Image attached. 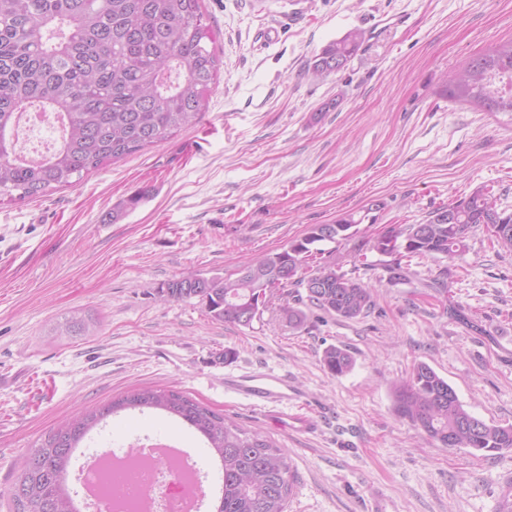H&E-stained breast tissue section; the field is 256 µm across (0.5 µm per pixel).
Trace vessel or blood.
I'll list each match as a JSON object with an SVG mask.
<instances>
[{"label":"vessel or blood","instance_id":"1","mask_svg":"<svg viewBox=\"0 0 512 512\" xmlns=\"http://www.w3.org/2000/svg\"><path fill=\"white\" fill-rule=\"evenodd\" d=\"M224 387L227 393L247 406L263 411L294 431L311 434L320 426L318 413H288V406L300 405L301 400L287 372L270 370L231 374L225 377Z\"/></svg>","mask_w":512,"mask_h":512}]
</instances>
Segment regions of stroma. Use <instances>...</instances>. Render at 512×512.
<instances>
[{
  "mask_svg": "<svg viewBox=\"0 0 512 512\" xmlns=\"http://www.w3.org/2000/svg\"><path fill=\"white\" fill-rule=\"evenodd\" d=\"M223 65L208 109L167 143L85 176L76 186L0 206V512L37 441L77 413L138 388L171 386L284 448L294 474L287 512H497L512 486V450L448 449L399 419L391 387L423 362L475 416L512 425V253L474 229L450 288L445 260H413L389 281L368 252L371 307L355 320L320 310L289 327L281 301L244 327L211 321L195 299L158 288L188 273H236L314 224L381 201L368 238L418 224L482 188L512 212V112L449 102L448 76L512 39V0H204ZM271 28L274 40H260ZM353 29L365 41L324 78L309 68ZM149 196L108 216L141 188ZM457 308L467 318L448 315ZM98 330L66 336L72 312ZM354 359L340 377L323 351ZM233 349L225 364L220 355ZM288 372L326 413L313 435L287 432L225 395L224 373ZM167 433L212 461L203 441L152 411L108 418L84 451Z\"/></svg>",
  "mask_w": 512,
  "mask_h": 512,
  "instance_id": "stroma-1",
  "label": "stroma"
}]
</instances>
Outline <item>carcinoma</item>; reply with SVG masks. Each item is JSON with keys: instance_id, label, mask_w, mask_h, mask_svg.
I'll return each instance as SVG.
<instances>
[{"instance_id": "1", "label": "carcinoma", "mask_w": 512, "mask_h": 512, "mask_svg": "<svg viewBox=\"0 0 512 512\" xmlns=\"http://www.w3.org/2000/svg\"><path fill=\"white\" fill-rule=\"evenodd\" d=\"M364 42L354 29L326 44L311 74L323 77L348 64ZM214 31L202 0H0V204L41 198L79 183L90 172L174 138L206 112L217 85L221 59L210 48ZM452 103L487 112H512V40L468 60L443 89ZM38 103L61 117L59 147L39 162L18 152L14 127L19 111ZM149 195L142 188L112 212L117 221ZM361 223L346 215L334 235L319 225L243 267L234 278L187 274L158 292L166 300L197 298L213 321L249 326L269 307L275 292L291 289L283 308L295 330L306 325L305 308L352 320L370 308V292L356 276L324 261L305 271L308 260L357 234ZM484 226L492 242L512 252V213L497 207L481 189L432 211L419 224H397L364 241L391 257L389 280H405L404 258L432 256L448 261L468 249L472 229ZM308 292L302 294L300 289ZM322 364L332 376L353 365L344 349L330 346ZM393 408L430 439L449 449L512 450V426L470 413L456 390L426 363L392 387ZM149 408L180 418L207 441L222 469L223 488L213 512H286L294 476L285 449L224 418L173 389L145 388L76 416L50 431L23 460L10 490L15 512H74L65 475L80 440L110 415Z\"/></svg>"}]
</instances>
